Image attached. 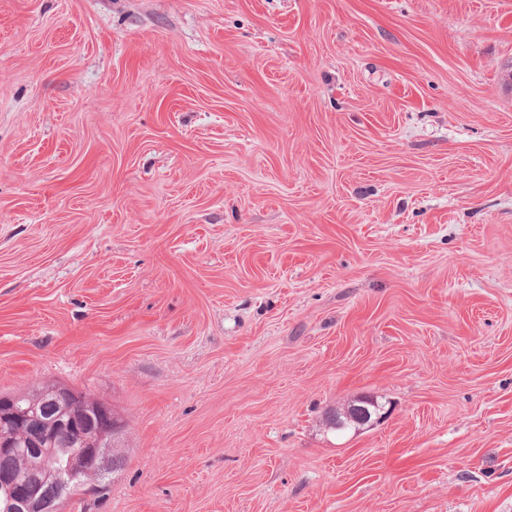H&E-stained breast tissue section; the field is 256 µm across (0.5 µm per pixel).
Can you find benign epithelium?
Instances as JSON below:
<instances>
[{"label": "benign epithelium", "instance_id": "1", "mask_svg": "<svg viewBox=\"0 0 512 512\" xmlns=\"http://www.w3.org/2000/svg\"><path fill=\"white\" fill-rule=\"evenodd\" d=\"M22 405L17 397L0 399V452L22 456L17 469L0 472V490L13 503L12 512H59V507L38 494L33 485L49 482L63 494L86 474L102 472V464L122 422L103 400L74 387H38ZM57 402L59 415L44 420L39 403ZM382 407L372 399L355 406V417L363 424L382 418ZM48 424L59 439L60 448H38L28 439L29 431Z\"/></svg>", "mask_w": 512, "mask_h": 512}]
</instances>
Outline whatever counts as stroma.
Wrapping results in <instances>:
<instances>
[{
  "label": "stroma",
  "instance_id": "stroma-1",
  "mask_svg": "<svg viewBox=\"0 0 512 512\" xmlns=\"http://www.w3.org/2000/svg\"><path fill=\"white\" fill-rule=\"evenodd\" d=\"M53 384L125 422L60 512H512V0H0V395Z\"/></svg>",
  "mask_w": 512,
  "mask_h": 512
}]
</instances>
